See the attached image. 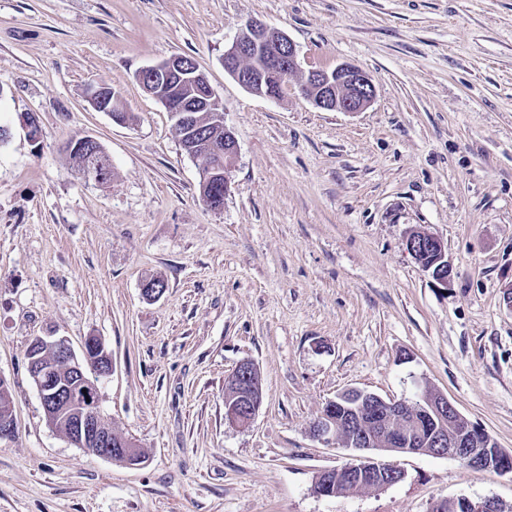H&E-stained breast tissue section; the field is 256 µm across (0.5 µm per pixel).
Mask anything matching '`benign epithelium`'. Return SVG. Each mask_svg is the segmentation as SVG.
Here are the masks:
<instances>
[{
  "instance_id": "benign-epithelium-1",
  "label": "benign epithelium",
  "mask_w": 512,
  "mask_h": 512,
  "mask_svg": "<svg viewBox=\"0 0 512 512\" xmlns=\"http://www.w3.org/2000/svg\"><path fill=\"white\" fill-rule=\"evenodd\" d=\"M267 26L251 21L224 51V70L244 89L252 92L263 81L264 70L259 67L245 69L240 61L254 53H263L266 65L291 73L300 71L299 54L294 42L288 37L270 41ZM302 93L324 111L360 112L367 107L374 95L371 77L361 68L340 64L328 71L312 69L305 74ZM141 85H149L153 96L169 104L175 124L183 130V137L197 136L198 126L193 111L174 106L172 93L184 80L199 89L200 108L222 116L223 101L210 85L199 67L186 66L184 57L172 56L157 64L143 68L138 75ZM98 139L90 135L75 138L67 151L81 150L87 156L86 178L101 180L108 170L107 157L96 150ZM238 156V145L229 128H224V162L209 167L207 180L221 178L217 183L220 192L211 198V210L224 208V199L230 191L231 173ZM408 253L417 263L423 256L433 255V263L424 267L435 279L448 284L452 266L448 262L444 243L428 232L408 238ZM55 351L56 355L70 363L72 379L57 385H45L50 368L45 364L43 352ZM254 365L244 361L225 380L224 418L239 428L248 427L256 416L262 399L248 390V380ZM29 373L38 389L39 398L47 422L55 426L68 423L67 438L79 448L112 458L116 455L129 466L141 464L143 457L137 444L129 439L115 437L112 427L100 410L99 390L96 381L87 375L91 370L98 377L112 372V355L98 339L88 338L81 354H76L64 338L40 337L29 353ZM356 402L364 408V419L343 424L339 409L348 402ZM424 409L433 430L423 434L417 430L418 409ZM15 428L12 404L0 403V438L11 435ZM313 436L326 439L330 436L355 450L374 449L388 453H426L452 457L474 469L495 470L502 475L512 474V454L501 448H468L466 441L483 438L493 442L490 434L464 417L448 400L447 395L433 391L429 397L421 396V403L409 400H386L378 395L352 390L336 397L325 407L322 416L313 427ZM404 478V473L393 463L367 458L360 462H348L340 467L322 471L317 479V493L335 496L341 486H355L362 490L386 489ZM457 512H503L494 499L473 501L459 497L453 501Z\"/></svg>"
}]
</instances>
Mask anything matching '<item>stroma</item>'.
I'll use <instances>...</instances> for the list:
<instances>
[{
  "label": "stroma",
  "mask_w": 512,
  "mask_h": 512,
  "mask_svg": "<svg viewBox=\"0 0 512 512\" xmlns=\"http://www.w3.org/2000/svg\"><path fill=\"white\" fill-rule=\"evenodd\" d=\"M252 20L299 53L274 100L224 70ZM174 55L198 63L238 143L219 212L136 78ZM342 63L372 78L363 111L300 91L304 71ZM103 84L125 120L90 105ZM0 126V377L16 422L0 512L512 507L511 475L427 454L397 457L404 478L384 490L319 495V473L354 451L312 434L346 390L413 400L426 385L512 452V0H0ZM85 134L112 160L106 183L64 154ZM416 231L443 241L448 283L408 253ZM49 332L111 353L100 409L142 464L47 424L28 362ZM245 360L263 403L239 429L224 381Z\"/></svg>",
  "instance_id": "1"
}]
</instances>
